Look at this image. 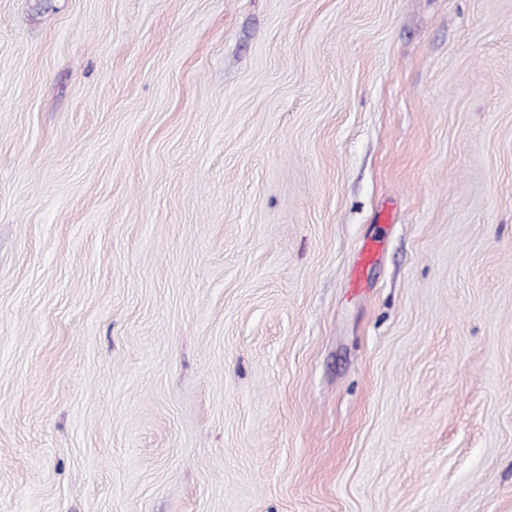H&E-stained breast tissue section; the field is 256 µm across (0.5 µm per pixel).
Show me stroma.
Instances as JSON below:
<instances>
[{"instance_id":"obj_1","label":"stroma","mask_w":512,"mask_h":512,"mask_svg":"<svg viewBox=\"0 0 512 512\" xmlns=\"http://www.w3.org/2000/svg\"><path fill=\"white\" fill-rule=\"evenodd\" d=\"M0 512H512V0H0Z\"/></svg>"}]
</instances>
